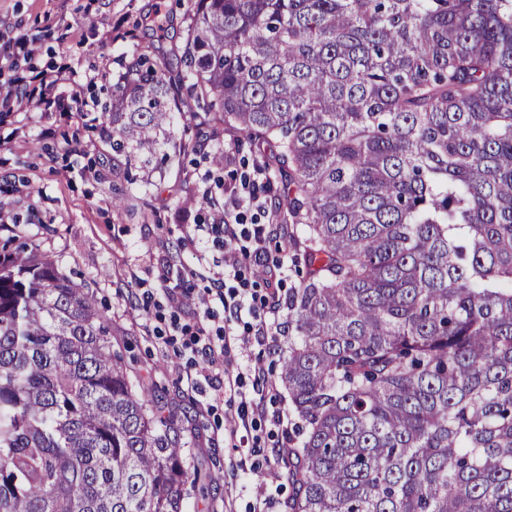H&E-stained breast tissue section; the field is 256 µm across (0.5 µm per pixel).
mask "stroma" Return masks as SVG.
<instances>
[{
	"label": "stroma",
	"instance_id": "1",
	"mask_svg": "<svg viewBox=\"0 0 512 512\" xmlns=\"http://www.w3.org/2000/svg\"><path fill=\"white\" fill-rule=\"evenodd\" d=\"M195 0H0V34L29 41L35 53L0 64V79L28 83L40 71L66 73L85 99L102 96L122 72L121 59L137 49L159 60L174 57L187 38ZM168 22L158 41L148 25L155 11ZM102 121L85 114L42 112L22 105L0 112V242L13 239L50 256L78 283L92 284L112 319V349L134 354L137 371L151 374L155 394L182 431L192 466L209 478L205 496L190 499L187 512H248L259 491L272 489L274 512H285L290 489L283 461L271 457L264 472L250 469L246 448L224 444V427L235 406L199 414L194 394L180 382L170 356L153 336L155 320L135 307L138 280L155 282L145 251L157 239L176 243L196 224L212 223L213 207L202 201V176H215L217 148L236 137L176 123L196 145L180 167L161 163L158 145L149 164L113 165L102 143ZM129 198L122 209L118 198Z\"/></svg>",
	"mask_w": 512,
	"mask_h": 512
}]
</instances>
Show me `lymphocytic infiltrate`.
Listing matches in <instances>:
<instances>
[{
    "instance_id": "1",
    "label": "lymphocytic infiltrate",
    "mask_w": 512,
    "mask_h": 512,
    "mask_svg": "<svg viewBox=\"0 0 512 512\" xmlns=\"http://www.w3.org/2000/svg\"><path fill=\"white\" fill-rule=\"evenodd\" d=\"M62 73L42 72L32 87L8 85L0 92V105L9 107L33 101L44 108L64 109L73 102L77 111H91L92 106L80 94H66ZM264 210L265 194L257 178L241 180L224 189V207L213 223L196 225L186 242L204 249H214L218 258L207 273L185 267L163 266L158 272L166 306L170 311L165 345L184 360L186 381L193 389L210 387L215 394H229L237 399V418L227 431L229 441L240 432L265 428L275 442L270 451L284 456L288 446L283 435L288 431L287 413L275 406L277 389L263 368L247 362L252 345H263L273 336L285 335L287 323L281 320L280 292L288 271L285 261L269 262L266 244L271 237L287 234L285 225L266 222L243 223L241 208ZM254 267L266 287L257 295L254 285L243 274V266ZM205 279L197 294L186 292V284ZM154 289H143L137 299L150 304ZM224 312L223 324L212 321L215 308ZM236 354L243 365L236 375L225 378L221 372L229 354Z\"/></svg>"
}]
</instances>
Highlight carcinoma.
<instances>
[{
    "mask_svg": "<svg viewBox=\"0 0 512 512\" xmlns=\"http://www.w3.org/2000/svg\"><path fill=\"white\" fill-rule=\"evenodd\" d=\"M181 62L133 52L104 139L211 121L277 196L288 512H512V0H196ZM129 372L91 288L0 253V512H184Z\"/></svg>",
    "mask_w": 512,
    "mask_h": 512,
    "instance_id": "carcinoma-1",
    "label": "carcinoma"
}]
</instances>
